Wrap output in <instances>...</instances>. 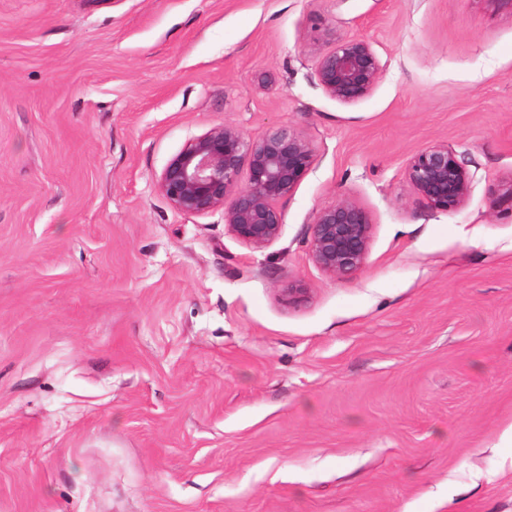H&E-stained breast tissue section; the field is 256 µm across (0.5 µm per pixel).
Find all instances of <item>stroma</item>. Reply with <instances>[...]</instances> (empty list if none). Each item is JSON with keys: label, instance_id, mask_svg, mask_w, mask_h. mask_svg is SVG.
Masks as SVG:
<instances>
[{"label": "stroma", "instance_id": "obj_1", "mask_svg": "<svg viewBox=\"0 0 512 512\" xmlns=\"http://www.w3.org/2000/svg\"><path fill=\"white\" fill-rule=\"evenodd\" d=\"M332 31L383 67L358 102L315 79ZM226 123L316 150L262 250L156 186ZM438 141L450 214L406 176ZM511 175L502 0H0V512H512ZM344 196L337 279L306 242ZM406 176L414 192L435 213L459 210L468 201L475 174L448 142H437L411 156ZM373 224L355 199L343 197L320 208L310 224V261L334 278H349L366 264Z\"/></svg>", "mask_w": 512, "mask_h": 512}]
</instances>
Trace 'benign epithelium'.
Listing matches in <instances>:
<instances>
[{"instance_id":"benign-epithelium-1","label":"benign epithelium","mask_w":512,"mask_h":512,"mask_svg":"<svg viewBox=\"0 0 512 512\" xmlns=\"http://www.w3.org/2000/svg\"><path fill=\"white\" fill-rule=\"evenodd\" d=\"M383 68L363 37L333 32L315 53L314 74L338 102L355 103L371 94ZM316 162L312 143L288 126L247 136L224 124L191 138L157 178L159 192L180 213L220 211L228 232L261 250L277 241L284 218L279 203L294 191ZM406 176L414 192L435 213L459 210L468 201L475 174L446 142L413 154ZM373 224L355 199L343 197L320 208L310 224V261L334 278H349L366 264Z\"/></svg>"}]
</instances>
